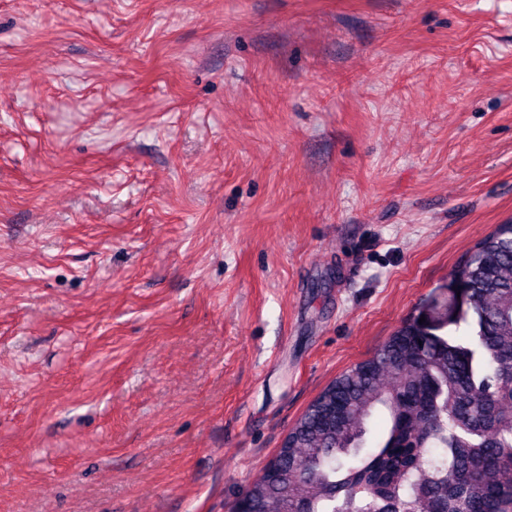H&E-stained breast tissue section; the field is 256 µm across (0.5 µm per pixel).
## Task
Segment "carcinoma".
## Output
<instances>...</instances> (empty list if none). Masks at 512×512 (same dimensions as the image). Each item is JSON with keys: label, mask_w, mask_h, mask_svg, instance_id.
Instances as JSON below:
<instances>
[{"label": "carcinoma", "mask_w": 512, "mask_h": 512, "mask_svg": "<svg viewBox=\"0 0 512 512\" xmlns=\"http://www.w3.org/2000/svg\"><path fill=\"white\" fill-rule=\"evenodd\" d=\"M451 280L454 317L408 318L336 377L247 490L252 512H512V222ZM376 412L387 425L367 449Z\"/></svg>", "instance_id": "obj_1"}]
</instances>
